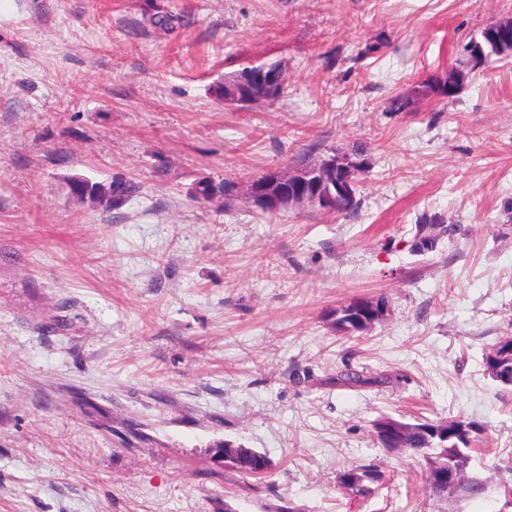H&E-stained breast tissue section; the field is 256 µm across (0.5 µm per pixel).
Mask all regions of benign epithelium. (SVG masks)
Returning <instances> with one entry per match:
<instances>
[{"label":"benign epithelium","instance_id":"obj_1","mask_svg":"<svg viewBox=\"0 0 512 512\" xmlns=\"http://www.w3.org/2000/svg\"><path fill=\"white\" fill-rule=\"evenodd\" d=\"M461 72L434 82L436 94L451 93L463 81ZM281 84L279 71L262 66L239 73L234 92L224 100L252 105L272 99ZM366 159H353L348 152H333L314 161H306L286 170H273L253 179L246 195L249 201L264 211H281L315 207L334 210L355 197V176ZM353 307L363 312L362 325L369 327L384 317L385 307L364 298L355 300Z\"/></svg>","mask_w":512,"mask_h":512}]
</instances>
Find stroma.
Wrapping results in <instances>:
<instances>
[{
    "instance_id": "stroma-1",
    "label": "stroma",
    "mask_w": 512,
    "mask_h": 512,
    "mask_svg": "<svg viewBox=\"0 0 512 512\" xmlns=\"http://www.w3.org/2000/svg\"><path fill=\"white\" fill-rule=\"evenodd\" d=\"M507 19L512 0H0V512H499L512 60L469 46ZM270 64L280 97L225 102V76ZM452 70L455 96L422 94ZM356 144L353 213L244 197ZM116 178L137 193L74 190ZM422 224L443 231L420 251ZM356 297L383 320L338 331ZM384 415L480 426L483 490L430 499L425 460L377 444ZM227 442L270 472L226 466ZM368 464L383 489L345 491ZM383 479L376 465H364L345 471L340 477L341 486L356 495L368 496L374 492Z\"/></svg>"
}]
</instances>
